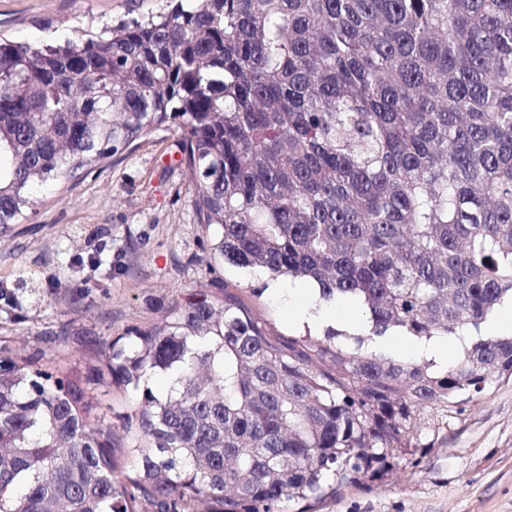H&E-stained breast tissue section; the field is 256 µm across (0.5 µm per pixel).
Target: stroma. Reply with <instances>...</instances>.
<instances>
[{"instance_id": "stroma-1", "label": "stroma", "mask_w": 512, "mask_h": 512, "mask_svg": "<svg viewBox=\"0 0 512 512\" xmlns=\"http://www.w3.org/2000/svg\"><path fill=\"white\" fill-rule=\"evenodd\" d=\"M169 7V0H0V38L46 43ZM178 154L177 130L162 126L109 164L35 195L20 223L0 227V287H15L22 271L36 273L39 284L21 309L0 297V337L81 376L94 418L125 442L121 418L133 412L135 394L113 385L105 361L87 353L89 339L147 327L210 283L240 289L280 336L312 329L265 271L211 259ZM102 244L106 264L89 265ZM62 322L64 336L56 333ZM421 421L423 447L400 455L393 475L345 485L318 512H512V379L458 405L424 409Z\"/></svg>"}]
</instances>
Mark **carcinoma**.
Listing matches in <instances>:
<instances>
[{"instance_id":"carcinoma-1","label":"carcinoma","mask_w":512,"mask_h":512,"mask_svg":"<svg viewBox=\"0 0 512 512\" xmlns=\"http://www.w3.org/2000/svg\"><path fill=\"white\" fill-rule=\"evenodd\" d=\"M172 121L212 258L314 282L368 333L284 339L221 288L91 339L140 392L131 448L81 377L5 346L0 512H317L426 447L421 409L512 377V335L481 331L512 302V0H175L0 38V224ZM395 333L467 344L441 369L367 346Z\"/></svg>"}]
</instances>
